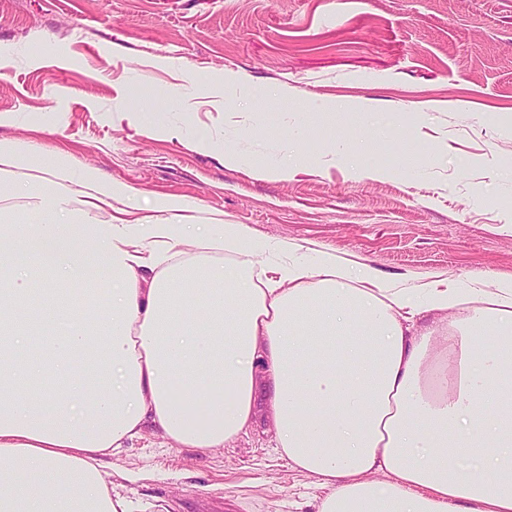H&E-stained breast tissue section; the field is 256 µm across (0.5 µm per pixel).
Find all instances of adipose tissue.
Wrapping results in <instances>:
<instances>
[{"instance_id":"obj_1","label":"adipose tissue","mask_w":512,"mask_h":512,"mask_svg":"<svg viewBox=\"0 0 512 512\" xmlns=\"http://www.w3.org/2000/svg\"><path fill=\"white\" fill-rule=\"evenodd\" d=\"M22 169L52 217L0 224V512H125L105 458L145 427L204 454L264 419L325 489L317 512H512V281L402 288L290 260L178 198L132 216L125 184L0 139V186ZM103 281L99 320L74 297ZM46 379L56 394L31 399Z\"/></svg>"}]
</instances>
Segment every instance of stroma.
<instances>
[{
	"label": "stroma",
	"mask_w": 512,
	"mask_h": 512,
	"mask_svg": "<svg viewBox=\"0 0 512 512\" xmlns=\"http://www.w3.org/2000/svg\"><path fill=\"white\" fill-rule=\"evenodd\" d=\"M190 72L225 74L215 105L172 100ZM134 83L164 131L143 129ZM0 138L126 184L138 217L170 196L194 223L409 287L512 280V0H0ZM109 462L127 512H316L324 495L264 422L204 455L147 428Z\"/></svg>",
	"instance_id": "stroma-1"
}]
</instances>
